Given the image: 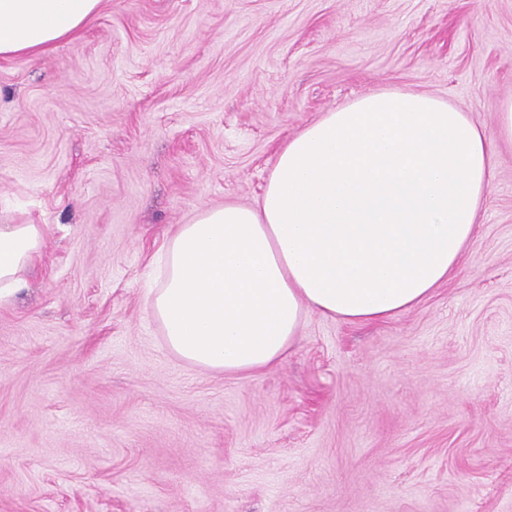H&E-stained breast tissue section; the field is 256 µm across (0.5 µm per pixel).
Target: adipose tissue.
Listing matches in <instances>:
<instances>
[{"instance_id":"ef3b65f1","label":"adipose tissue","mask_w":512,"mask_h":512,"mask_svg":"<svg viewBox=\"0 0 512 512\" xmlns=\"http://www.w3.org/2000/svg\"><path fill=\"white\" fill-rule=\"evenodd\" d=\"M103 0H0V57L75 38ZM512 145L427 93L383 89L325 112L280 147L260 200L199 211L166 242L149 309L168 348L201 369L283 362L303 315L388 319L447 281ZM49 227L0 224V302L20 292Z\"/></svg>"}]
</instances>
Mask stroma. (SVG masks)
Instances as JSON below:
<instances>
[{
  "instance_id": "35a3bbf8",
  "label": "stroma",
  "mask_w": 512,
  "mask_h": 512,
  "mask_svg": "<svg viewBox=\"0 0 512 512\" xmlns=\"http://www.w3.org/2000/svg\"><path fill=\"white\" fill-rule=\"evenodd\" d=\"M380 89L493 132L512 0H104L0 59V224L52 227L0 305V512H512V147L408 311H307L281 364L233 376L149 315L179 225L255 204L287 137Z\"/></svg>"
}]
</instances>
